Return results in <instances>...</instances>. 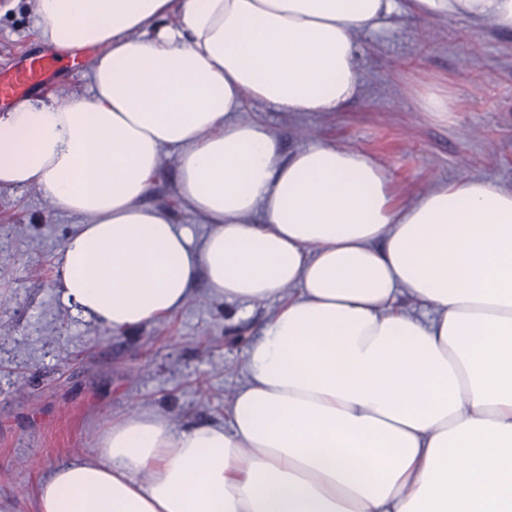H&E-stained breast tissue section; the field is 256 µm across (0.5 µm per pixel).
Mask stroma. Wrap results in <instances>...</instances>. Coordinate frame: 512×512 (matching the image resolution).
<instances>
[{
	"label": "stroma",
	"instance_id": "1",
	"mask_svg": "<svg viewBox=\"0 0 512 512\" xmlns=\"http://www.w3.org/2000/svg\"><path fill=\"white\" fill-rule=\"evenodd\" d=\"M35 24V0H0V67L46 52ZM360 46L365 92L342 111L295 116L250 101L248 116L287 154L322 137L371 155L406 199L447 182L512 187L511 36L398 16ZM429 92L448 95V117L423 112ZM145 202L196 234L209 229L182 203L174 152ZM74 224L38 186L0 190V512H35L38 477L92 457L100 432L134 410L180 425L225 421L245 349L277 307L215 297L201 282L177 313L92 340L54 288Z\"/></svg>",
	"mask_w": 512,
	"mask_h": 512
}]
</instances>
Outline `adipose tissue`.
<instances>
[{
    "label": "adipose tissue",
    "instance_id": "ef3b65f1",
    "mask_svg": "<svg viewBox=\"0 0 512 512\" xmlns=\"http://www.w3.org/2000/svg\"><path fill=\"white\" fill-rule=\"evenodd\" d=\"M38 37L95 50L87 95L0 117V188L78 219L56 293L93 337L211 294L280 306L228 425L123 416L40 478L36 512H512V187L396 195L366 153L283 156L247 101L335 112L358 38L393 17L512 35V0H35ZM177 153L194 235L144 205Z\"/></svg>",
    "mask_w": 512,
    "mask_h": 512
}]
</instances>
